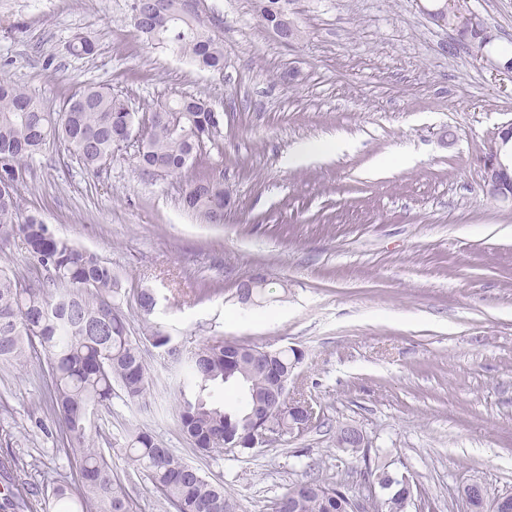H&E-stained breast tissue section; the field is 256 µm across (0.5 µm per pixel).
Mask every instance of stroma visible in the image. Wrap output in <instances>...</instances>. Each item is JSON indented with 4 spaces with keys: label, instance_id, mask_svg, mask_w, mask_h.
I'll return each instance as SVG.
<instances>
[{
    "label": "stroma",
    "instance_id": "stroma-1",
    "mask_svg": "<svg viewBox=\"0 0 512 512\" xmlns=\"http://www.w3.org/2000/svg\"><path fill=\"white\" fill-rule=\"evenodd\" d=\"M130 0H0V77L46 107L77 87L107 85L138 118L173 94L203 98L221 133L181 174L148 178L123 150L96 174L48 149L20 187L22 215L112 265L124 288L159 305L123 308L135 336L160 328L183 350L208 340L300 350L289 395L319 414L304 434L246 453L196 455L177 418L176 370L146 352L153 387L142 404L112 397L100 431L114 474L131 477L135 512H170L127 457L150 430L223 483L239 512L273 500L315 467L369 491L359 454L336 446L351 425L379 464L413 477L407 512H469L461 487L512 492V199L484 189L480 158L512 122V0H467L498 33L490 61L428 16L437 0H290L301 35L280 41L254 0H181L224 45V71L197 69L145 42ZM88 36V58L66 49ZM343 138L307 165L304 143ZM223 173L232 192L220 224L182 204L186 183ZM261 278L254 302L242 283ZM49 377L0 365V499L46 512L43 491L71 462L49 406Z\"/></svg>",
    "mask_w": 512,
    "mask_h": 512
}]
</instances>
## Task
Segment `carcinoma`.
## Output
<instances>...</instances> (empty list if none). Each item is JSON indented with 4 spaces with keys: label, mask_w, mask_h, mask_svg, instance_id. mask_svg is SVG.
Masks as SVG:
<instances>
[{
    "label": "carcinoma",
    "mask_w": 512,
    "mask_h": 512,
    "mask_svg": "<svg viewBox=\"0 0 512 512\" xmlns=\"http://www.w3.org/2000/svg\"><path fill=\"white\" fill-rule=\"evenodd\" d=\"M168 2L155 0L154 11L134 29L148 43L168 46L204 70L223 71V44L183 11L168 18ZM68 51L89 56L95 46L77 34ZM134 126V113L109 88L80 87L54 111L25 88L0 79V241L19 237L26 252L24 268L0 265V363L26 369L37 356L45 358L50 407L66 455L75 464L74 478L54 486L50 497L54 505L72 503V512H133L125 486L100 448L95 414L110 408L117 387L131 402L145 399L151 386L145 345L179 366L180 429L201 455L231 449L229 438L248 424L253 391L262 390L275 371L292 374L302 360L300 351L287 347L276 351L265 369L236 358L237 352L254 349L238 340L228 355L222 339L187 354L159 329L137 339L130 335L122 307L126 289L108 262L56 236L33 216L17 220L18 187L30 161L47 146L59 147L85 172L96 173L131 140ZM219 128V116L204 99H168L151 112L134 155L135 168L143 176L177 174L214 141ZM223 201L224 176L219 173L192 181L184 190V207L206 224L224 223ZM136 300L145 315L158 304L151 288L137 291ZM231 375L242 378L247 389L237 405L226 408L216 392ZM266 413L279 428L292 419L286 400L268 399ZM124 448L173 512H238L223 485L151 431L129 434ZM353 501L342 484L317 474L290 483L272 502L271 512H355Z\"/></svg>",
    "instance_id": "1"
}]
</instances>
